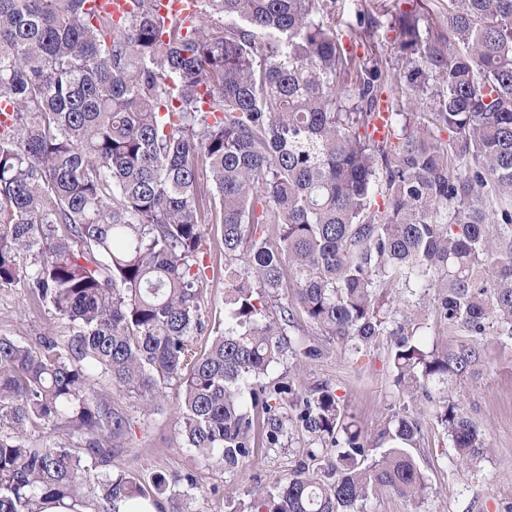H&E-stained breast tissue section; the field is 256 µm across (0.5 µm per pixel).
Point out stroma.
<instances>
[{
	"label": "stroma",
	"mask_w": 512,
	"mask_h": 512,
	"mask_svg": "<svg viewBox=\"0 0 512 512\" xmlns=\"http://www.w3.org/2000/svg\"><path fill=\"white\" fill-rule=\"evenodd\" d=\"M419 16L420 29L443 28L448 21V0H327L320 20L333 30L345 54L363 63L379 58L386 76L385 101L404 112L420 113L430 121L436 82L426 91H415L407 83L409 73L421 66L422 46L403 47L397 18L401 12ZM202 249L208 265L205 314L212 323L224 320V253L206 225ZM49 331L67 340L68 320L47 307L29 306L24 288L0 290V334L29 339ZM292 339L322 349L321 358L302 363L298 379L303 386L325 382L340 398L345 413L369 438L393 415L406 412L410 400L395 382L388 362L391 337H381L374 349L359 358L345 352L305 319L290 329ZM485 364L479 374L448 385L466 413L490 432V449L477 466L463 469L440 425L426 417L424 436L414 454L427 477L424 499L412 502L393 495L371 496L363 512H507L512 507V340L491 339L485 343ZM130 417L131 433L113 457L114 467L133 472L165 470L172 475L193 472L201 491L198 512H236L254 493L271 489L301 461L297 440L301 427L289 419V446L255 448L253 458L235 470L194 463L178 434L176 407L169 404L152 415H144L136 399L118 401Z\"/></svg>",
	"instance_id": "35a3bbf8"
}]
</instances>
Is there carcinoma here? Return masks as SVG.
<instances>
[{"instance_id": "cac0c4a2", "label": "carcinoma", "mask_w": 512, "mask_h": 512, "mask_svg": "<svg viewBox=\"0 0 512 512\" xmlns=\"http://www.w3.org/2000/svg\"><path fill=\"white\" fill-rule=\"evenodd\" d=\"M86 2L0 0V289L21 284L70 324L63 344L0 334V512H197L191 474L112 468L130 428L114 397L149 413L171 391L185 447L225 470L279 447L295 412L306 460L247 512L419 500L420 417L370 443L328 383L262 382L322 355L289 337L298 315L355 354L395 337L396 382L431 404L460 464L478 461L489 432L448 381L478 371L482 342L512 339V0H449L409 74L442 85L432 123L390 103L383 139V73L356 65L344 100L353 60L320 0H196L186 19L129 0L117 22ZM398 29L419 42L416 15ZM210 223L218 325L203 309ZM430 319L447 339L427 347L410 325ZM37 428L60 440L32 441ZM220 228L218 224H206L207 234L202 246L205 252L204 259L209 265L208 279L206 286L207 296L205 299V315L213 325L215 322H224V253L220 248L218 239L214 236V230Z\"/></svg>"}]
</instances>
